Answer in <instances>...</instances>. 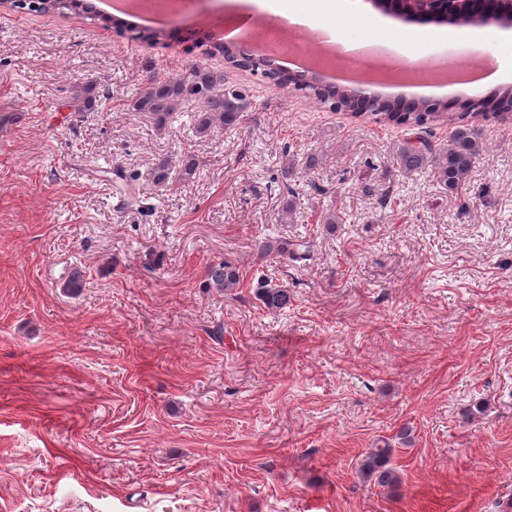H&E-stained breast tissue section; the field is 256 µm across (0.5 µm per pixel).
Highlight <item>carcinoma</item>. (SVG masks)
<instances>
[{"label":"carcinoma","mask_w":512,"mask_h":512,"mask_svg":"<svg viewBox=\"0 0 512 512\" xmlns=\"http://www.w3.org/2000/svg\"><path fill=\"white\" fill-rule=\"evenodd\" d=\"M121 35L132 40L158 42L165 37L161 30H150L130 25L121 31ZM196 101L201 111L195 115L194 132L199 137L208 135L215 128H234L240 125L245 113L251 109L249 94L244 90L224 86V73L203 65L192 67L185 74L169 76L152 81L139 93L132 104L133 110L145 112L155 121L158 129L167 127L183 105ZM415 110L401 112L391 102L376 101L368 106L371 114L379 122H386L418 130L424 126L445 119L448 113L446 103L435 105L433 109L420 108L413 103ZM512 112V93L492 94L464 106L463 112L452 119L454 124L448 140V148L435 150L420 133L403 142L398 149L397 158L401 169L406 173L417 172L427 166L446 187L456 190L463 186L470 176L476 159L484 149V141L474 120L488 121L496 117L507 118ZM259 251L274 253L285 263H297L309 260L310 246L286 238H267L259 244ZM209 285L226 293H231L240 285V274L236 266L219 262L211 265L207 271ZM260 299L271 310L288 305V290L279 287L264 288ZM393 448L384 444L370 448L362 456L358 468L359 474L367 480L383 487H391L399 481V475L390 465Z\"/></svg>","instance_id":"obj_1"}]
</instances>
